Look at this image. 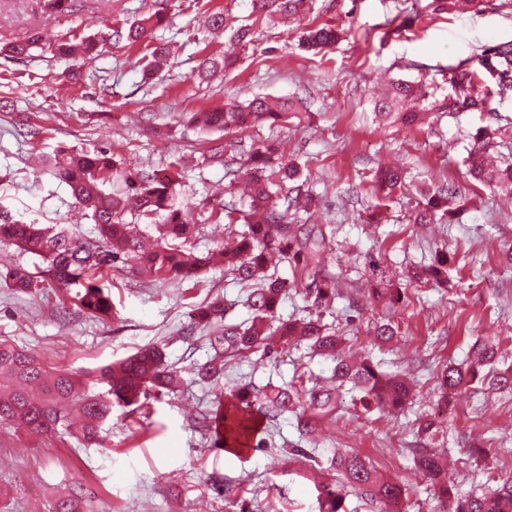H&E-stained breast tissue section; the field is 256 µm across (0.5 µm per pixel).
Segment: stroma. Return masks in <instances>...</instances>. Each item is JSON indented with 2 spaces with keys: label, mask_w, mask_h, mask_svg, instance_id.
Masks as SVG:
<instances>
[{
  "label": "stroma",
  "mask_w": 512,
  "mask_h": 512,
  "mask_svg": "<svg viewBox=\"0 0 512 512\" xmlns=\"http://www.w3.org/2000/svg\"><path fill=\"white\" fill-rule=\"evenodd\" d=\"M154 2L78 0L72 11L53 13L45 0H0V44L37 29L59 40L102 39L97 56L79 64L48 47L30 56L0 54V208L19 220L65 224L81 237H95L69 189L36 161L60 147L102 149L131 168L180 161L186 196L230 200L223 168L203 160L209 138L187 114L255 95L304 97L310 111L302 120L245 125L223 136L224 149L237 156L274 137L310 172L323 197L311 219L326 239L320 271L334 276L338 289L322 320L380 371L405 375L414 401L392 414L346 405L340 420L318 425L306 438L294 416L275 414L263 421V448L225 452L202 426L220 398L247 384L280 385L300 374L322 382L331 362L302 346L275 363L256 354L225 358L218 378L201 381L198 370L212 361L223 324L250 317L241 286L223 266L208 267L194 285L159 283L126 269L107 272L103 282L116 314L100 319L61 289L39 283L16 291L10 271H32L42 261L0 244V340L77 372L158 345L180 372L174 390L160 399L137 410L113 406L99 445L75 427L42 435L0 425V512H52L65 496L79 512H317L316 487L336 483L330 460L341 452L368 458L400 481L405 512H438L434 491L413 462L417 420L432 411L438 373L466 360L479 336L503 337L496 367L512 368V264L506 260L512 201L501 190L474 184L466 165L473 136L486 125L499 130L491 153L512 161V94L491 95L482 112L437 106L454 92V69L480 68L494 49L512 44V0H478L465 10L449 9L446 0H304L288 19L260 14L253 0H170L154 39L176 53L158 79L146 82L139 47L114 42L111 33L114 20L154 12ZM209 12L223 13L227 29L252 27L254 40L240 49L234 68L202 81L199 61L224 52L223 39L199 24ZM327 24L340 31L334 46L318 54L300 48V36ZM75 67L82 72L76 83L68 79ZM396 80L423 87L428 115L421 123L405 127L376 118V101ZM24 124L37 128V136H21ZM386 163L406 176L405 188L389 199L372 190L376 169ZM430 177L461 193L451 222L413 221L421 201L417 188ZM438 253L448 256L446 280L408 281ZM276 274L288 284L281 317L306 315L307 271L284 263ZM383 276L405 290L403 302L391 309L368 297ZM215 300L224 304L223 323L195 325L194 309ZM385 315L398 334L380 343L373 330ZM435 442L447 449L460 491L493 489L498 471L512 466V393L473 384L454 400ZM297 444L311 451L314 463L291 458ZM473 445L485 456L468 457ZM227 482L240 491L238 505L218 493Z\"/></svg>",
  "instance_id": "obj_1"
}]
</instances>
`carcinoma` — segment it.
<instances>
[{"label":"carcinoma","mask_w":512,"mask_h":512,"mask_svg":"<svg viewBox=\"0 0 512 512\" xmlns=\"http://www.w3.org/2000/svg\"><path fill=\"white\" fill-rule=\"evenodd\" d=\"M260 9L285 18L296 15L303 0H255ZM164 20L163 9H157L140 19L127 21L112 29L115 42L130 46L152 42L153 31ZM337 31L332 26L321 27L301 38L307 50L321 49L336 41ZM49 36L41 31L25 39L10 42L0 48L14 56L29 54ZM54 51L75 60H88L97 53L98 43L91 37L79 42H53ZM165 45L154 47L144 70L148 78L156 75L167 64ZM494 57L499 65L485 60L483 68L496 81L497 94L512 88V47L496 49ZM234 60L226 57H206L199 64V74L206 78L228 69ZM450 83L458 90L456 102L450 111L485 108L492 89L484 75L470 68L454 72ZM418 95L407 82L393 84L392 95L376 103V116L403 125H413L419 118L412 102ZM248 115L255 124H278L302 115L296 102L255 95L241 102L230 101L222 107L195 112L190 121L207 131L233 132ZM496 130L482 127L476 132L477 147L466 160L470 175L479 183L495 186L512 193V164L491 168L486 164L487 147ZM247 158L237 162L224 159V146L215 144L208 150V158L224 166L225 176L234 182L247 179V199L228 207L212 205L208 219L224 222L231 228L242 225L236 232L235 245L217 247L205 256L194 253L191 240L202 234L203 225L189 224L185 214L196 207L182 193L184 171L172 163L161 170H131L115 161L107 151L69 152L60 150L48 158L54 177L65 184L75 203L91 213L98 227L99 237L80 238L63 224L40 227L15 220L0 212V242L10 241L23 251L41 258L44 267L31 273L23 267L10 272L12 286L27 290L43 279L50 288L80 287L76 302L89 314L109 317L114 305L104 287L98 284L103 270L116 264L133 271L146 272L154 280L180 282L195 280L202 270L212 264L224 265L238 283L248 288L246 305L251 311L248 321L224 325V333L217 337L224 353L232 356L258 353L260 357L278 358L300 343L329 358L333 363L330 385L307 387L304 375H299L283 386L266 384L263 388L247 387L224 400L222 446L251 447L259 433V421L268 413L290 412L297 420L301 434H309L322 422H335L344 406L340 389L351 385L360 394L365 410L399 411L414 395L411 383L403 376L387 375L377 371L365 359L355 361L345 349V337L331 332L322 323V309L336 298V280L313 279L304 285L316 313L302 318H277V307L284 295L286 282L267 275L265 271L273 260L294 264L321 263L326 248L322 232L301 223L303 216L319 207V195L308 180L301 179L299 166L285 158L275 140H267L246 151ZM112 183V191L102 186ZM405 186L404 172L385 168L378 172L373 190L391 197L396 189ZM425 206L416 217L418 224H431L451 217L458 192L443 182L421 193ZM155 220L159 233L154 247L143 243L141 221ZM448 256L424 269L422 276L441 280L447 274ZM370 296L392 306L404 298L403 289L387 282L384 288L372 289ZM477 361L492 365L497 358L493 344L475 340L471 348ZM487 382L493 390L512 391V372L490 370L478 376L472 365L448 363L440 376L441 396L438 412L448 409V394L471 386L477 379ZM179 379L178 371L166 362L163 347L154 345L126 359L100 368L95 383L106 386L103 393L81 389V379L67 369L52 368L29 355L12 343L0 341V423L23 426L37 434L55 432L57 426L68 421V407L77 404L84 417V437L93 439L112 415V404L123 407L140 405L141 401L172 390ZM422 442L414 449L416 463L432 483L441 503L448 512H512V476L501 479L491 494H462L451 477L442 468V453L435 449L436 419H427L419 425ZM341 481L325 485L317 496V512H346L345 500L351 493L369 498L371 503L385 509L400 502L405 496L403 485L386 478L357 453L345 452L330 461Z\"/></svg>","instance_id":"carcinoma-1"}]
</instances>
